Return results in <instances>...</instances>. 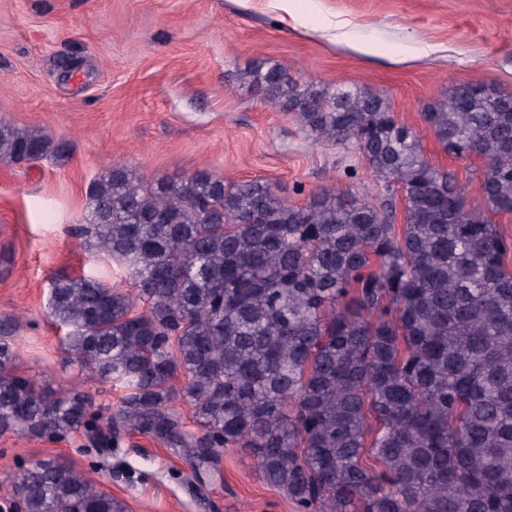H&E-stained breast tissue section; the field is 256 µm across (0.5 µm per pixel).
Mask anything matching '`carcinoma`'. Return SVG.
Masks as SVG:
<instances>
[{"label": "carcinoma", "mask_w": 512, "mask_h": 512, "mask_svg": "<svg viewBox=\"0 0 512 512\" xmlns=\"http://www.w3.org/2000/svg\"><path fill=\"white\" fill-rule=\"evenodd\" d=\"M250 75L316 142L352 146L386 201L325 186L297 206L259 180L148 184L112 167L79 236L130 288L52 281L70 362L124 390L113 428L181 454L200 484L243 448L305 512H512V240L489 218L512 213V93L455 84L422 107L445 153L482 162L484 206L469 209L377 91L329 99L278 63ZM47 155L67 160L42 132L0 123L1 163ZM15 358L1 340L0 433L92 428L84 379L51 396ZM14 492L21 512H124L62 458L33 461Z\"/></svg>", "instance_id": "cac0c4a2"}]
</instances>
